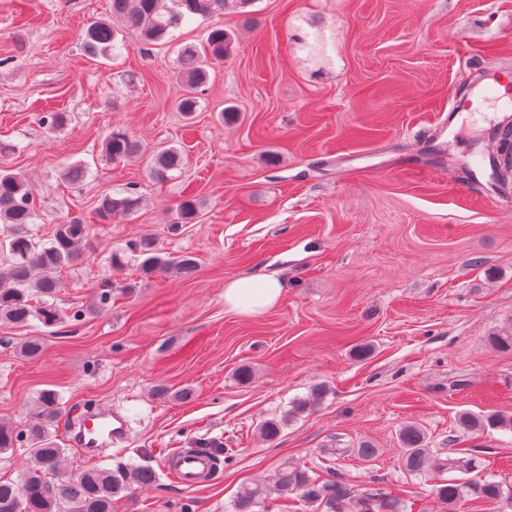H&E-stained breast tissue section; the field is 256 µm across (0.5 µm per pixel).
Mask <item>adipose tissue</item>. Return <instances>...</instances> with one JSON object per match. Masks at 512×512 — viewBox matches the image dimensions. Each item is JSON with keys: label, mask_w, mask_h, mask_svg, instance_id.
I'll return each instance as SVG.
<instances>
[{"label": "adipose tissue", "mask_w": 512, "mask_h": 512, "mask_svg": "<svg viewBox=\"0 0 512 512\" xmlns=\"http://www.w3.org/2000/svg\"><path fill=\"white\" fill-rule=\"evenodd\" d=\"M283 285L275 276L239 277L225 281L224 306L236 314L257 317L276 306Z\"/></svg>", "instance_id": "obj_1"}]
</instances>
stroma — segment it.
I'll list each match as a JSON object with an SVG mask.
<instances>
[{
	"instance_id": "35a3bbf8",
	"label": "stroma",
	"mask_w": 512,
	"mask_h": 512,
	"mask_svg": "<svg viewBox=\"0 0 512 512\" xmlns=\"http://www.w3.org/2000/svg\"><path fill=\"white\" fill-rule=\"evenodd\" d=\"M111 17V0H0V143L10 147L0 168L24 176L40 238L70 218L90 226L58 274L64 323L0 321V420L26 421L51 389L63 410L53 433L73 468L151 465L156 484L112 512L185 502L232 512L240 484L269 480L286 461L444 512L431 480L401 465L409 423L441 456L477 449L512 488V433L456 427L463 409L512 415V351L493 343L512 332V209L497 207L512 179L462 172L487 148L490 114L462 113L461 140L443 125L475 68L512 63V0H255L249 13L196 17L153 45L122 25L121 50L89 55L86 28ZM215 25L234 45L187 120L176 108L179 55L203 48ZM51 111L67 124H41ZM115 129L144 155L106 157ZM158 146L181 154L163 181L145 159ZM78 165L88 173L71 179ZM131 189L134 213L98 219L102 195ZM186 199L195 213L184 221ZM142 237L193 255L196 270L144 274L126 252ZM120 251L124 265L112 266ZM260 274L282 281L279 303L255 318L227 311L225 280ZM105 288L111 304L93 311ZM32 336L42 355L21 357ZM318 385L322 402L291 415ZM89 407L131 419L126 440L96 458L72 441ZM282 416L278 439L265 441L261 422ZM365 441L369 459L358 453ZM215 446L232 463L204 486L180 485L168 457Z\"/></svg>"
}]
</instances>
